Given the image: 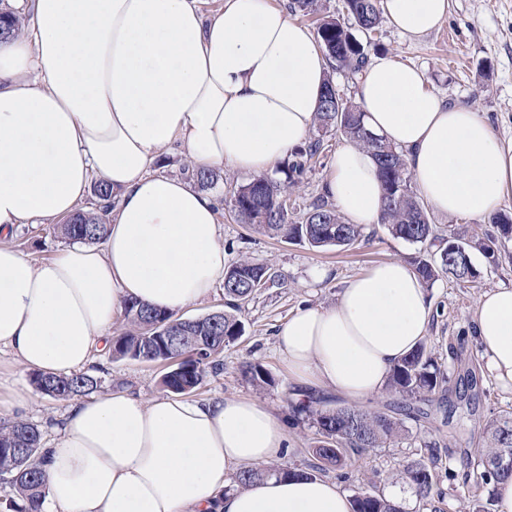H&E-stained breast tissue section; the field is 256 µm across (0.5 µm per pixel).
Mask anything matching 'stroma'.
<instances>
[{"instance_id":"obj_1","label":"stroma","mask_w":512,"mask_h":512,"mask_svg":"<svg viewBox=\"0 0 512 512\" xmlns=\"http://www.w3.org/2000/svg\"><path fill=\"white\" fill-rule=\"evenodd\" d=\"M291 17L312 31L321 21H339L363 45L368 57L394 54L415 64L447 103L471 107L501 137L512 138V0H452L448 18L417 40L400 36L385 20L375 31L361 29L346 0H314L310 15L296 10ZM309 137L320 140V155L287 192L288 218L293 222L302 221L313 204L323 199L329 159L345 141L333 131L314 129ZM249 180L248 174L227 167L211 188L221 203L218 222L226 260L233 263L251 257L264 262L277 284L259 290L238 310L245 326L243 335L225 347L219 356L222 370L208 376L194 396L255 398L287 415L292 385L277 345L279 327L304 307L334 304L345 284L372 265L391 259L410 261L418 248L378 223L364 226L358 242L344 249L313 248L257 232L240 223L228 206L233 191ZM13 243L29 259L41 261L56 256L69 241L55 225L25 224ZM472 261L480 272L475 281L459 282L443 274L427 290L432 318L425 345L448 374L449 392L443 403L423 402L425 415L418 419L405 417L407 401L390 392L364 401L365 409L401 418L405 429L389 446L356 456L345 466L327 468L325 479L337 482L348 494L376 491L389 497L398 485L411 494L413 488L403 478L404 465L413 459L432 458L437 476L433 496L426 504L413 499L408 512H475L484 505L488 488L468 479V462L486 450L487 422L512 411V391L502 389L487 373L472 319L482 293L498 286L512 287V241L499 263H489L477 252ZM246 362L262 364L273 375L274 386L260 390L248 383L240 372ZM164 371L158 363L114 359L105 352L96 354L88 369L90 375L101 378V394L122 390L143 400L163 395L160 378ZM18 393L26 398L19 409L12 405ZM68 406V401L37 392L29 371L8 353L0 354V420L26 419L38 426L47 441Z\"/></svg>"}]
</instances>
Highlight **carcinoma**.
<instances>
[{
	"instance_id": "cac0c4a2",
	"label": "carcinoma",
	"mask_w": 512,
	"mask_h": 512,
	"mask_svg": "<svg viewBox=\"0 0 512 512\" xmlns=\"http://www.w3.org/2000/svg\"><path fill=\"white\" fill-rule=\"evenodd\" d=\"M348 8L358 24L366 30L378 26L381 18V0H347ZM318 37L332 61V68L359 73L367 63L362 45L341 24L326 20L318 28ZM315 126L321 130H336L357 145L368 149L378 164V173L384 190V209L380 223L389 232L426 250L437 247L436 256L413 257L416 273L426 286H431L440 274L462 282L478 276L470 255L482 254L489 262L498 260L505 243L512 240V220L501 216L496 230L482 237L464 240L454 234L437 241L431 218L423 203L411 189L407 163L402 153L382 142L369 132L363 123V112L344 100L322 99L316 112ZM320 151V141L309 143L292 154V160L280 168L282 179L259 175L241 185L230 200L231 211L244 224L269 236L288 241L306 242L315 248L348 247L362 235V227L343 221L335 208L325 204L315 207L301 223L288 220L285 200L288 188L298 183L307 171L311 159ZM108 206L96 212H79L68 223L60 225L61 234L73 241L88 244L104 238ZM268 274L267 266L241 259L224 272L226 304L239 308L241 302L254 293L253 285ZM128 328L112 337L111 356L142 362H166L181 357L179 364L170 367L160 379L167 391L188 394L200 386L208 373L219 370L215 356L224 347L238 339L244 325L236 315L223 313L186 321L165 312L154 310L137 301L125 305ZM244 377L257 389L275 384L270 373L260 364L249 363L242 369ZM34 388L56 399H70L93 393L101 387L100 380L86 373L73 375L32 374ZM449 378L438 365L433 353L419 345L392 368L388 388L405 398L432 400L447 391ZM294 425L306 423L316 429L318 446L312 449L323 466H344L353 457L371 448H381L400 437L402 422L378 410H364L352 405L323 409L313 400L293 407ZM488 448L471 462L476 477L485 485L497 484L512 478V469H499L494 463L512 458V411L502 413L489 421L486 427ZM41 433L28 421L16 417L0 421V479L11 483L16 497L0 506L3 512H40L46 497V479L39 466ZM289 469H245L233 480L232 487L247 488L268 475H286ZM403 474L422 500L430 497L434 478L432 468L421 459L406 464ZM352 512H401L399 507L382 495L361 491L352 498Z\"/></svg>"
}]
</instances>
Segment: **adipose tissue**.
I'll use <instances>...</instances> for the list:
<instances>
[{"label": "adipose tissue", "instance_id": "1", "mask_svg": "<svg viewBox=\"0 0 512 512\" xmlns=\"http://www.w3.org/2000/svg\"><path fill=\"white\" fill-rule=\"evenodd\" d=\"M32 0L31 24L0 41V350L23 367L69 375L106 347L114 317L137 300L173 314L224 280L215 198L151 174L180 148L193 167L263 174L303 146L329 61L308 28L271 0ZM451 0H382L415 39ZM358 104L366 127L404 150L439 213L482 216L512 199V138L450 105L419 68L374 58ZM115 202L103 246L76 243L32 262L8 245L34 219L74 215L95 181ZM325 194L352 224L377 222L373 156L347 142ZM426 288L403 261L374 265L335 304L310 306L277 331L300 397L362 402L427 336ZM485 368L512 388V287L483 293L473 316ZM285 419L252 398L141 400L112 392L74 402L41 449V512H351L336 482L274 476L230 490L240 471L277 462Z\"/></svg>", "mask_w": 512, "mask_h": 512}]
</instances>
